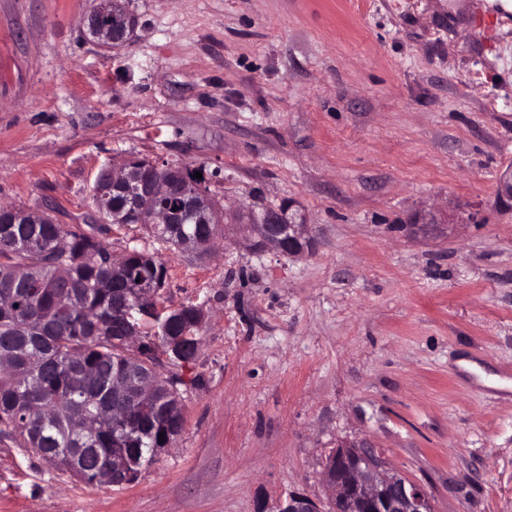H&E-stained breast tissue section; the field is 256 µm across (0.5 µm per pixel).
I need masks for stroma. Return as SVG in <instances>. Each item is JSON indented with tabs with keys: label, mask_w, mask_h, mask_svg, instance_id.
I'll return each mask as SVG.
<instances>
[{
	"label": "stroma",
	"mask_w": 512,
	"mask_h": 512,
	"mask_svg": "<svg viewBox=\"0 0 512 512\" xmlns=\"http://www.w3.org/2000/svg\"><path fill=\"white\" fill-rule=\"evenodd\" d=\"M93 0H0V206L96 224L101 169L202 171L217 208L295 200L313 254L220 226L201 255L111 225L113 257L169 269L202 307L177 379L184 427L123 488L0 435V512H257L326 500L338 440L366 437L436 512H512V12L484 0H129L128 42ZM434 209L448 229L411 236ZM96 6L92 9L89 16L88 27L97 40L102 44L111 46L112 48H119L126 44V23L114 20L112 25H102L101 15L107 14L111 9L110 0H99L96 1Z\"/></svg>",
	"instance_id": "obj_1"
}]
</instances>
